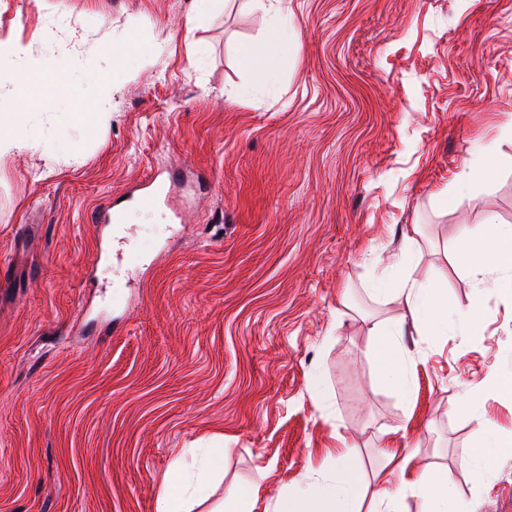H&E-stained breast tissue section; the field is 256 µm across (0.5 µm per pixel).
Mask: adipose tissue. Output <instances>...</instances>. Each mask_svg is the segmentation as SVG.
Wrapping results in <instances>:
<instances>
[{"instance_id": "adipose-tissue-1", "label": "adipose tissue", "mask_w": 512, "mask_h": 512, "mask_svg": "<svg viewBox=\"0 0 512 512\" xmlns=\"http://www.w3.org/2000/svg\"><path fill=\"white\" fill-rule=\"evenodd\" d=\"M456 266L460 274L473 279H489L512 269V225L487 215L479 231L464 230L456 245ZM382 284L386 292L403 297L418 335L435 336L447 331L453 321L448 301L427 277H416L401 269L398 262L383 266ZM379 338L377 357L382 373L403 401L414 396L413 371L416 359L402 343L404 324L400 321L376 326ZM225 451L212 449L197 466L175 464L158 495V512H192L206 499L213 481L222 471ZM382 454L386 472L379 481L369 512H401L406 493L422 492L425 512H474L471 502L456 498L448 475L435 476L417 468L411 452H400L395 441L385 442ZM331 473L305 481L283 497L278 512H362L363 487L358 464L351 449L330 450Z\"/></svg>"}]
</instances>
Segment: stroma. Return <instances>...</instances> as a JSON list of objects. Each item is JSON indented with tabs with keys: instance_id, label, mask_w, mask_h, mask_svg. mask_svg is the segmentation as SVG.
Listing matches in <instances>:
<instances>
[{
	"instance_id": "obj_1",
	"label": "stroma",
	"mask_w": 512,
	"mask_h": 512,
	"mask_svg": "<svg viewBox=\"0 0 512 512\" xmlns=\"http://www.w3.org/2000/svg\"><path fill=\"white\" fill-rule=\"evenodd\" d=\"M286 4L275 45L268 0L190 31L196 0H0V37L29 47L0 61V113L29 60L51 73L13 127L27 149L0 158V512H157L174 460L219 446L194 512L251 487L276 512L341 446L376 489L397 433L476 512L512 507V447L489 439L484 485L458 465L480 440L464 394L512 424L488 384L512 373V294L419 336L403 299L372 293L417 224L416 275L467 307L455 243L490 213L512 225V0ZM246 45L272 51L275 82L240 67ZM490 142L502 164L474 199L454 179ZM166 169L175 224L133 199ZM113 205L126 224L95 223ZM395 320L421 355L407 403L375 357V324Z\"/></svg>"
}]
</instances>
